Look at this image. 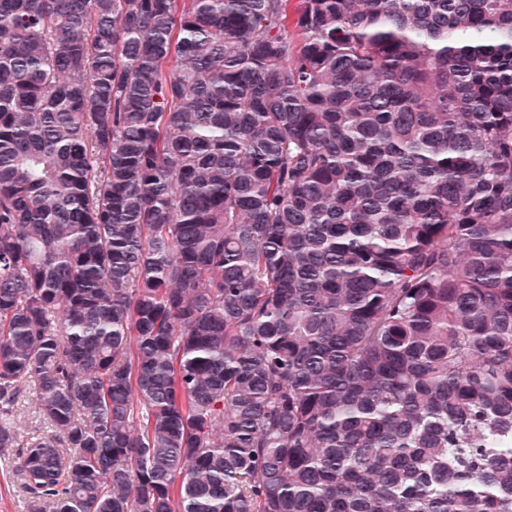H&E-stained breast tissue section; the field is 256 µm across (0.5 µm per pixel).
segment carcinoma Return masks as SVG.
<instances>
[{
    "label": "carcinoma",
    "mask_w": 512,
    "mask_h": 512,
    "mask_svg": "<svg viewBox=\"0 0 512 512\" xmlns=\"http://www.w3.org/2000/svg\"><path fill=\"white\" fill-rule=\"evenodd\" d=\"M0 448L54 512H512V0H0Z\"/></svg>",
    "instance_id": "cac0c4a2"
}]
</instances>
